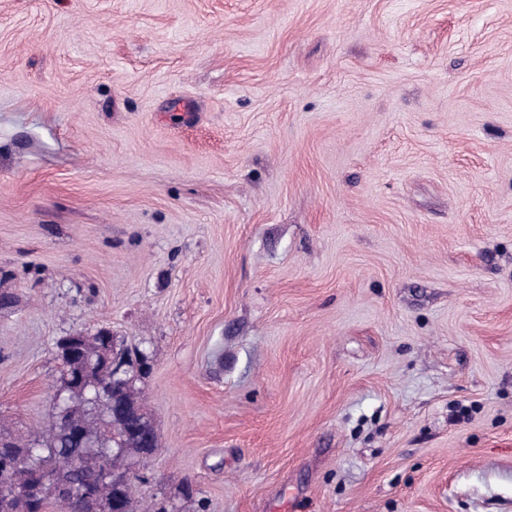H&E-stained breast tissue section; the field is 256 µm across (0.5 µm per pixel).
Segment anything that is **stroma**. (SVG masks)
<instances>
[{"label":"stroma","mask_w":512,"mask_h":512,"mask_svg":"<svg viewBox=\"0 0 512 512\" xmlns=\"http://www.w3.org/2000/svg\"><path fill=\"white\" fill-rule=\"evenodd\" d=\"M94 327L140 512H512V0H0V435ZM108 330L97 329L94 332H79L75 333L74 336H68L64 342L57 348L56 358L59 361L61 368L64 369L66 374L70 372V363L74 356V349L80 342L91 341L98 335L108 336Z\"/></svg>","instance_id":"stroma-1"}]
</instances>
